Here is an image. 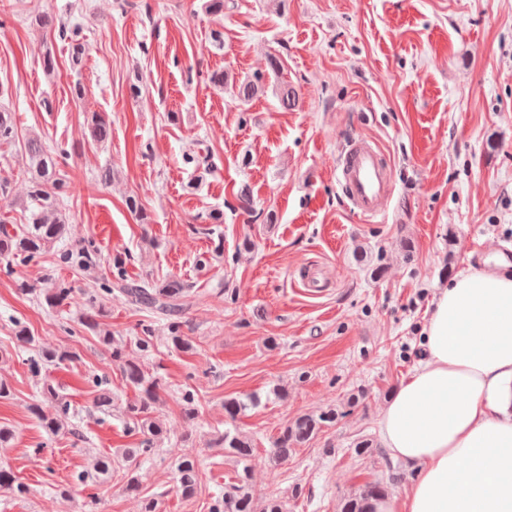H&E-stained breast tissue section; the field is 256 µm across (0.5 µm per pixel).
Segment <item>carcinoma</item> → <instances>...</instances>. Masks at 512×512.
I'll return each instance as SVG.
<instances>
[{
  "instance_id": "obj_1",
  "label": "carcinoma",
  "mask_w": 512,
  "mask_h": 512,
  "mask_svg": "<svg viewBox=\"0 0 512 512\" xmlns=\"http://www.w3.org/2000/svg\"><path fill=\"white\" fill-rule=\"evenodd\" d=\"M38 20L43 28L68 43L72 64H80L86 51L80 29L58 26L53 17L46 14L39 16ZM209 82L228 91L231 98L245 105L264 92L268 77L257 73L242 80L221 71L211 73ZM275 96L284 109L296 107L299 100L296 87L286 81L277 82ZM88 134L91 141L105 143L112 135L111 123L95 114L88 123ZM16 138L18 132L14 112L0 106V142H13ZM24 152L31 171L28 197L32 207L25 224L10 228L6 222L0 221V264L11 271L17 265H25L37 257L52 254L57 262L77 272H89L100 266V249L93 239L84 241L75 249L59 246L67 235V218L60 209V203L73 195L71 182L61 169L68 150L62 146L51 147L42 135L32 133L24 140ZM17 288L25 295L36 296L51 309L67 305L73 292L66 281L55 282L50 288H41L28 280H19ZM191 292L190 285L175 276L156 282L131 279L124 271L122 258L116 256L110 276L102 278L100 292L88 299L90 311L79 318L80 325L94 334L101 348L120 366L126 384L140 393L139 401L123 410L129 430L141 436L140 447L118 450L113 455L100 457L96 462V472L103 477L112 476L114 465H121L125 491L132 495L139 494L137 471L140 465L150 459L166 439V430L154 416V406L162 385L157 377L146 370L140 355L152 349L155 318L166 320L169 339L175 348L181 351L193 349L191 340L183 333V317L192 304ZM114 300L148 313V319L138 323L141 333L136 341V348L140 352L138 356L129 352L128 341L115 336L101 322L106 313V303ZM79 358L80 352L73 348L40 349L38 357L30 360V366L38 374L43 365H63ZM97 387L95 409L109 414L112 412V388L100 383ZM43 401L54 404V412H45L41 405ZM29 411L49 435L70 431L71 404L47 381L41 383L40 400L30 404ZM335 421L336 410L331 408L318 415L297 417L277 437L271 449V460L277 463L287 461L295 448L313 439L324 426ZM208 445L223 449L224 455L241 466V470L237 471V482L213 499L209 512H288L286 503L282 501L273 500L258 505L249 483V462L254 453L250 440L226 430L213 435ZM173 479L177 494L186 499L195 496L202 481L199 461L188 456L177 458L173 465ZM0 492L24 496L30 493V488L19 482L9 467L0 465ZM381 494L382 487L370 485L359 496L346 500L341 512H366V500Z\"/></svg>"
}]
</instances>
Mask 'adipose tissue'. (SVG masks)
Listing matches in <instances>:
<instances>
[{
	"label": "adipose tissue",
	"mask_w": 512,
	"mask_h": 512,
	"mask_svg": "<svg viewBox=\"0 0 512 512\" xmlns=\"http://www.w3.org/2000/svg\"><path fill=\"white\" fill-rule=\"evenodd\" d=\"M422 339L424 358L378 421L411 482L369 512H512V266L456 275Z\"/></svg>",
	"instance_id": "obj_1"
}]
</instances>
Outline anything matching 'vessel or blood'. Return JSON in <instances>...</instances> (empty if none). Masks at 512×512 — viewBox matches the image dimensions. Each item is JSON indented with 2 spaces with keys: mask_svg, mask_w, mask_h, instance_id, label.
<instances>
[{
  "mask_svg": "<svg viewBox=\"0 0 512 512\" xmlns=\"http://www.w3.org/2000/svg\"><path fill=\"white\" fill-rule=\"evenodd\" d=\"M346 195L364 217L381 214L391 193L389 166L380 148L365 141L350 145L341 162Z\"/></svg>",
  "mask_w": 512,
  "mask_h": 512,
  "instance_id": "vessel-or-blood-1",
  "label": "vessel or blood"
}]
</instances>
